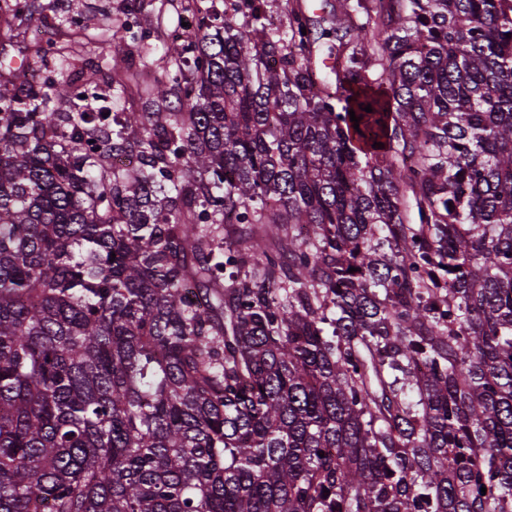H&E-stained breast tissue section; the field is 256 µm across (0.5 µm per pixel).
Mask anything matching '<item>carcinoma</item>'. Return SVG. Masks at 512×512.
Wrapping results in <instances>:
<instances>
[{
	"label": "carcinoma",
	"mask_w": 512,
	"mask_h": 512,
	"mask_svg": "<svg viewBox=\"0 0 512 512\" xmlns=\"http://www.w3.org/2000/svg\"><path fill=\"white\" fill-rule=\"evenodd\" d=\"M268 8L0 82V512H512V0ZM152 57L155 61L152 69L148 71H139L137 60H133V71L138 73L137 86L132 83L126 94L116 104L122 112H143L145 110V98L140 97L139 88L143 84H153L164 78L165 69L167 67L166 56L161 45L153 51Z\"/></svg>",
	"instance_id": "obj_1"
}]
</instances>
